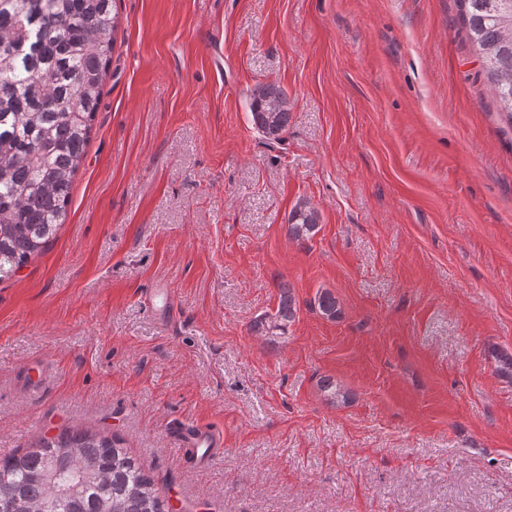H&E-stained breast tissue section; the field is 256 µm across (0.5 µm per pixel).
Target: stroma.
Returning a JSON list of instances; mask_svg holds the SVG:
<instances>
[{"label": "stroma", "instance_id": "obj_1", "mask_svg": "<svg viewBox=\"0 0 512 512\" xmlns=\"http://www.w3.org/2000/svg\"><path fill=\"white\" fill-rule=\"evenodd\" d=\"M116 6L67 221L0 283V450L117 436L174 512H512V126L457 0ZM285 287L286 334L253 332ZM185 421L223 453L190 460ZM249 110L251 124L258 133L273 142L283 139L291 118L284 88L275 84L258 86L252 93ZM289 235L296 241L311 239L319 225L318 211L307 202L298 203L288 219Z\"/></svg>", "mask_w": 512, "mask_h": 512}]
</instances>
